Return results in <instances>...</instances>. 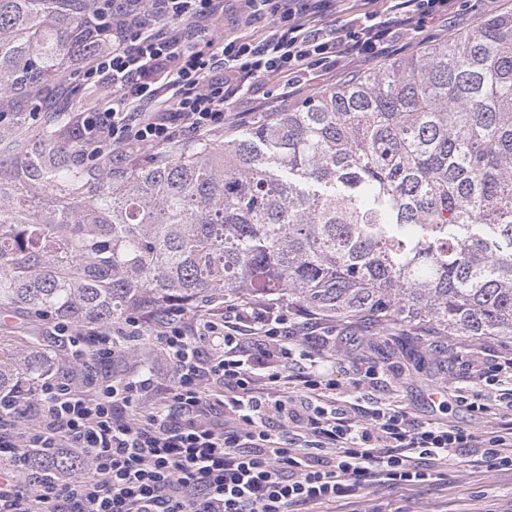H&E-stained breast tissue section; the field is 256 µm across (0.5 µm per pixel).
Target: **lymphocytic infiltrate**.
Returning <instances> with one entry per match:
<instances>
[{
    "label": "lymphocytic infiltrate",
    "mask_w": 512,
    "mask_h": 512,
    "mask_svg": "<svg viewBox=\"0 0 512 512\" xmlns=\"http://www.w3.org/2000/svg\"><path fill=\"white\" fill-rule=\"evenodd\" d=\"M103 0L112 39L84 67L106 96L80 106L82 158L114 170L175 128L223 129L248 95L276 84L285 103L352 56L374 60L447 22L453 0H393L374 12L329 19L312 0H243L248 19L269 20L261 39L214 35L207 22L223 0ZM84 382L51 378L27 402L0 394V512H296L360 490L417 486L454 457L512 469V351L479 371L483 414L497 401L498 428L481 438L464 426L422 422L397 402L374 400L385 370H352L346 403L333 376V326L277 300H229L223 315L170 308L119 326L72 332L57 323ZM119 336H147L159 367L118 368ZM79 449L85 466L45 481L28 451Z\"/></svg>",
    "instance_id": "lymphocytic-infiltrate-1"
}]
</instances>
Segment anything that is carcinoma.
I'll list each match as a JSON object with an SVG mask.
<instances>
[{"label": "carcinoma", "mask_w": 512, "mask_h": 512, "mask_svg": "<svg viewBox=\"0 0 512 512\" xmlns=\"http://www.w3.org/2000/svg\"><path fill=\"white\" fill-rule=\"evenodd\" d=\"M93 10L0 0V105L109 36ZM80 137L55 112L0 154V311L108 325L278 296L512 342V13L122 176L84 161ZM78 374L0 346L2 393L32 399L41 379ZM28 454L54 478L84 462Z\"/></svg>", "instance_id": "cac0c4a2"}]
</instances>
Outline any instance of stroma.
<instances>
[{
    "label": "stroma",
    "mask_w": 512,
    "mask_h": 512,
    "mask_svg": "<svg viewBox=\"0 0 512 512\" xmlns=\"http://www.w3.org/2000/svg\"><path fill=\"white\" fill-rule=\"evenodd\" d=\"M492 6L501 12H511L512 0H497L493 5L488 0H466L463 7L451 14L447 31H425L410 45V52L473 32L488 19ZM69 72V80L53 82L10 102L9 115L0 122V139L8 141L23 130L34 129L52 111L75 112L87 97V86L79 67H70ZM54 325V319H42L31 313L0 312V343L28 346L37 342L51 346L57 341ZM423 333V328L405 324L385 327L361 318L338 321L334 376L343 383L352 363L377 362L388 374L390 395L419 421L451 420L466 426L476 436H488L495 419L472 415L455 398L459 386H466L471 392L477 389L476 384L465 381L467 367L450 362L447 354L425 349ZM300 512H512V471L487 463L474 467L454 459L421 487L372 488L331 505H305Z\"/></svg>",
    "instance_id": "1"
}]
</instances>
